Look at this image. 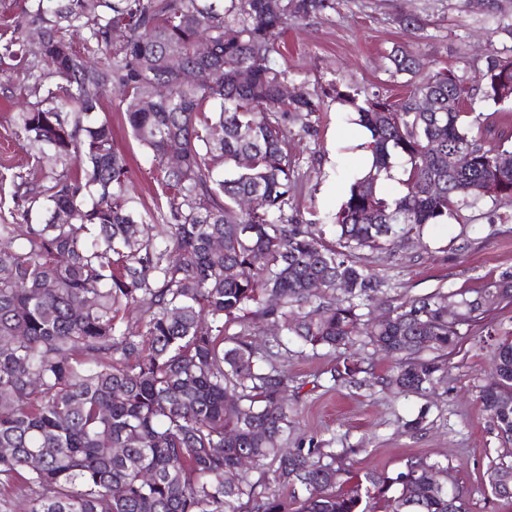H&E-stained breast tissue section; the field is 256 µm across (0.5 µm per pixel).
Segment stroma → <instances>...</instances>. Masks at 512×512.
<instances>
[{"label": "stroma", "instance_id": "obj_1", "mask_svg": "<svg viewBox=\"0 0 512 512\" xmlns=\"http://www.w3.org/2000/svg\"><path fill=\"white\" fill-rule=\"evenodd\" d=\"M335 9L290 23L278 62L288 69V84L302 88L320 104L311 117L314 133L302 122L289 123L288 148L295 163L296 195L285 213L296 224H331L351 183L366 164L358 140L367 131L353 113L337 110L336 90L376 91L390 100L406 94L407 78L390 71L393 48L418 51L431 69L457 73L483 67L484 51L512 45L496 31V20L512 16V0H335ZM11 84L0 86V223H11L16 174L39 177L41 169L25 142L13 133L12 116L24 74L10 59ZM94 120L108 121L115 143L129 160L133 192L153 209L158 188L150 155L129 134L115 90H108ZM354 260L384 283L372 306L385 314L408 298L438 291L459 292L512 277V206L482 201L459 218L425 227L398 239L388 250L364 248ZM491 328L461 326L447 357L448 377L435 392L402 396L379 389L332 387L335 353L292 344L288 372L311 383L294 411L293 440L331 441L347 455L352 472L402 470L416 458L448 468L467 492L468 512H512V501L495 497L488 471L512 465V445L503 443L482 410L479 392L486 383L488 337L512 335V303L501 304ZM420 419L418 430L406 421Z\"/></svg>", "mask_w": 512, "mask_h": 512}]
</instances>
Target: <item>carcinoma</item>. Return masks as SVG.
I'll return each mask as SVG.
<instances>
[{
	"label": "carcinoma",
	"mask_w": 512,
	"mask_h": 512,
	"mask_svg": "<svg viewBox=\"0 0 512 512\" xmlns=\"http://www.w3.org/2000/svg\"><path fill=\"white\" fill-rule=\"evenodd\" d=\"M29 2L41 62L27 60L19 24L0 58L31 80L14 135L52 175L45 184L17 175L21 204L13 223L0 224V485L19 486L0 512H375L377 500L386 512H466L463 490L440 485L436 463L357 477L325 440L288 450L305 383L283 362L292 336L338 354L335 386L422 394L447 371L443 353L460 322L512 300L504 278L459 301L412 297L368 320L363 309L382 282L344 253L382 248L486 198L512 201V167L496 164L509 150L474 135L485 119L466 108V78L396 49L393 73L410 83L398 101L336 91L370 132L372 163L333 217L334 243L317 225L283 217L297 186L288 121L318 106L302 90L282 97L288 70L274 59L289 20L334 0ZM174 47L203 72L200 84L169 67ZM472 81L482 102L512 108L511 54L490 49ZM109 86L155 163L154 214L139 210L111 124L85 123ZM458 151L470 152L469 165L448 167ZM398 159L405 191L388 199L377 185ZM492 183L495 194L486 192ZM139 304L141 324H123L121 312ZM450 306L464 312L450 319ZM255 320L274 328L262 346L247 340ZM232 324L240 330L229 332ZM357 343L389 355L395 369L374 376L351 352ZM489 376L482 410L512 444L511 340L489 351ZM488 481L512 500V467ZM299 488L302 500L281 496Z\"/></svg>",
	"instance_id": "1"
}]
</instances>
